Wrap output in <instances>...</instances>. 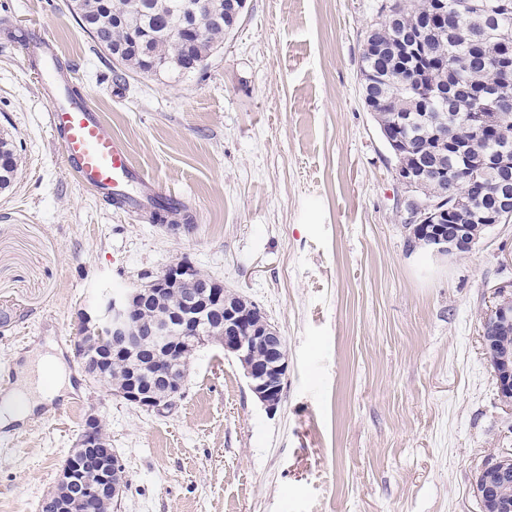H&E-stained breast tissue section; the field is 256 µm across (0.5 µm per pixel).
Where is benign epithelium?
Wrapping results in <instances>:
<instances>
[{
	"label": "benign epithelium",
	"instance_id": "7a95c632",
	"mask_svg": "<svg viewBox=\"0 0 512 512\" xmlns=\"http://www.w3.org/2000/svg\"><path fill=\"white\" fill-rule=\"evenodd\" d=\"M209 19L199 15L173 31L175 38L191 42L205 35ZM427 177L426 170H408L397 174V183L405 190L404 207L407 227H422L427 248L438 254H453L472 248L477 240L469 224L454 223L444 228L432 224L437 216L447 212L446 200H433L420 193ZM496 222L512 219V179H502L494 194ZM199 280L198 269L185 258L172 262L160 275L147 276L135 288L103 300L80 315L86 329H105L112 336V346L100 354L108 361L115 356L140 350L161 351L166 356L159 361L149 378L133 371L113 395L146 411L162 413L172 409L182 398L185 377L176 375L170 367L171 357L191 351L210 336L206 317L216 313L224 317V352L235 356L244 369L250 390L273 412L281 403L288 361L282 350L284 339L270 322L257 318L261 311L239 303L237 297L226 294L224 285L212 281L194 289ZM187 289L178 306L160 313L149 324L140 317L142 299L164 291ZM512 321V288H502L483 318L482 335L492 336L503 322ZM485 350L497 381L499 400L512 408V347L493 342ZM99 417L90 413L85 429L68 456L58 484H77L84 497L110 493L114 505H119L126 488L124 467L117 457L99 450L100 437L96 430ZM512 486V451L492 455L479 470L473 482V493L480 512H512L509 487Z\"/></svg>",
	"mask_w": 512,
	"mask_h": 512
}]
</instances>
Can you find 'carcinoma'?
Here are the masks:
<instances>
[{"mask_svg":"<svg viewBox=\"0 0 512 512\" xmlns=\"http://www.w3.org/2000/svg\"><path fill=\"white\" fill-rule=\"evenodd\" d=\"M184 0H71V12L79 27L94 46L106 55L112 48L131 41V33L116 16L142 26L139 45L124 53L121 67L112 70V82L127 85L131 73L147 70L149 63H162L159 72L174 78L190 76L187 59H206L224 45L226 35L236 24L211 22L207 36L187 49L167 36V26L178 19ZM493 0H384L379 6L384 22L370 26L375 37L387 44L415 41L423 56L413 66L399 67L390 61H377L367 51L359 56L360 94L365 108L377 112L378 132L390 126L394 116L406 119L398 135L405 144L396 153L385 143L397 165L439 163L453 172L460 191L472 179L492 182L495 176L477 165L488 153L512 154V139L507 140L477 129L468 120L453 119L452 113H485L486 121L499 126L496 97L512 99V86L502 84V68L512 50V10L487 13L484 3ZM468 147L466 158L448 155V143ZM0 187L8 188L18 171L13 142L0 138ZM421 194L442 199L448 196V183L438 177L429 179ZM486 198L473 200L471 210L452 214L467 224L479 220L489 208ZM175 212L173 202L160 197L153 202L152 217L165 222Z\"/></svg>","mask_w":512,"mask_h":512,"instance_id":"1","label":"carcinoma"}]
</instances>
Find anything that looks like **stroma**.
I'll list each match as a JSON object with an SVG mask.
<instances>
[{
	"instance_id": "stroma-1",
	"label": "stroma",
	"mask_w": 512,
	"mask_h": 512,
	"mask_svg": "<svg viewBox=\"0 0 512 512\" xmlns=\"http://www.w3.org/2000/svg\"><path fill=\"white\" fill-rule=\"evenodd\" d=\"M380 0H247L196 75L112 63L68 0H0V135L19 172L0 190V379L33 358L64 366V396L0 420V512H38L89 411L127 489L120 512H480L472 484L512 449L481 342L512 282V223L459 256L408 244L394 161L359 93ZM55 41L73 86L194 226L168 234L110 205L66 167L51 93L13 30ZM252 301L284 338L276 412L220 343L198 347L165 414L89 382L78 314L179 258Z\"/></svg>"
}]
</instances>
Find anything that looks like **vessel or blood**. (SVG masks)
<instances>
[{
  "instance_id": "b4317fda",
  "label": "vessel or blood",
  "mask_w": 512,
  "mask_h": 512,
  "mask_svg": "<svg viewBox=\"0 0 512 512\" xmlns=\"http://www.w3.org/2000/svg\"><path fill=\"white\" fill-rule=\"evenodd\" d=\"M37 61L56 91L47 113L49 128L78 180L99 194L120 198L129 212L149 205L157 196L155 181L136 166L127 144L106 132L91 102L70 96V77L59 69L51 40L39 43Z\"/></svg>"
}]
</instances>
